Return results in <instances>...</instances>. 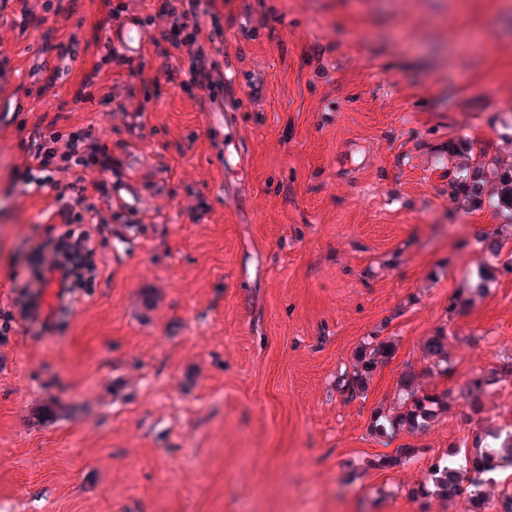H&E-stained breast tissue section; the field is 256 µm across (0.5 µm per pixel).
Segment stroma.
Segmentation results:
<instances>
[{
  "mask_svg": "<svg viewBox=\"0 0 512 512\" xmlns=\"http://www.w3.org/2000/svg\"><path fill=\"white\" fill-rule=\"evenodd\" d=\"M503 2L224 0L225 27L241 33L259 185L255 223L228 224L198 101L159 82L132 138L98 102L74 103L79 67L45 93L29 79L68 49L97 59L106 0H63L48 18L39 0H9L0 93L27 107L0 115V512H464L462 499L414 491L487 425L512 430V383L478 413L454 402L420 434L381 438L370 422L406 370L455 390L512 355V273L448 312L483 260L473 228L498 222L450 204L448 143L512 163ZM475 26L482 46L449 41ZM44 117L94 126L112 148L130 142L162 195L124 247L112 229L97 235L101 273L51 334L14 316L35 245L62 231L23 174ZM354 134L373 150L362 174L336 166ZM198 196L207 210L195 216ZM439 328L444 377L422 353ZM372 335L394 354L349 398L336 380ZM168 387L193 410L158 409L154 392ZM405 444L417 460L379 466Z\"/></svg>",
  "mask_w": 512,
  "mask_h": 512,
  "instance_id": "stroma-1",
  "label": "stroma"
}]
</instances>
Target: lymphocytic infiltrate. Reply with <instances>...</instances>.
I'll use <instances>...</instances> for the list:
<instances>
[{"instance_id": "obj_1", "label": "lymphocytic infiltrate", "mask_w": 512, "mask_h": 512, "mask_svg": "<svg viewBox=\"0 0 512 512\" xmlns=\"http://www.w3.org/2000/svg\"><path fill=\"white\" fill-rule=\"evenodd\" d=\"M160 18L165 19L166 25L161 31L162 42L154 52L166 62H179L178 67H164L167 80L178 81L181 91L193 99L199 98L202 91L222 88L224 76L213 59L221 51L224 36L216 0H157L146 13L145 22L152 26ZM115 68L139 79L142 87H149L143 68L132 67L130 61L110 47L85 74L75 102L85 101L86 88L96 86ZM32 152L33 160L26 165L29 181L36 188L53 191L52 217L66 225L67 230L55 242L38 246L39 262L31 272L29 290L21 295L20 314L42 332L50 333L57 326L58 313L68 308L76 288L97 269L87 224H126L130 218L122 209L112 208V185L100 178L104 172L122 176L124 161L93 128L76 126L63 131L48 126L39 132ZM64 183L72 190V197L60 193ZM49 288L54 291L50 304L44 301Z\"/></svg>"}]
</instances>
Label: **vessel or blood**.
Returning a JSON list of instances; mask_svg holds the SVG:
<instances>
[{"mask_svg": "<svg viewBox=\"0 0 512 512\" xmlns=\"http://www.w3.org/2000/svg\"><path fill=\"white\" fill-rule=\"evenodd\" d=\"M237 37V30L224 32L226 49L218 57L224 88L216 97L206 98L201 132L210 143V161L220 176L225 218L234 224H252L256 221L257 192L252 162L254 143L240 118L246 103L242 58L232 48ZM105 38L130 61H148L147 26L137 9H127L120 22L109 25ZM160 200V194L148 191L138 178L126 175L112 181L113 206L140 214L158 205Z\"/></svg>", "mask_w": 512, "mask_h": 512, "instance_id": "obj_1", "label": "vessel or blood"}]
</instances>
